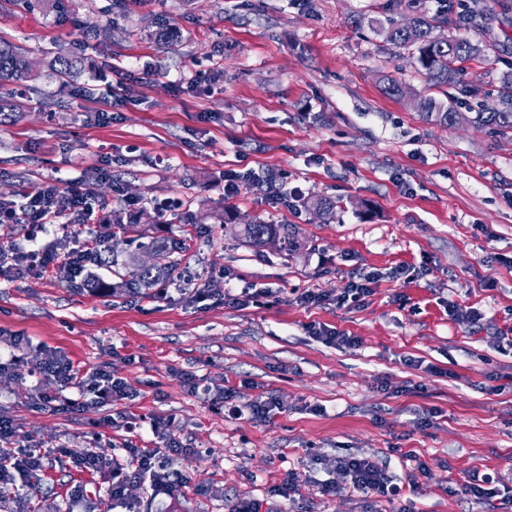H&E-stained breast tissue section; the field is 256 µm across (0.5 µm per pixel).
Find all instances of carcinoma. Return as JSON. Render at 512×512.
Wrapping results in <instances>:
<instances>
[{"instance_id":"carcinoma-1","label":"carcinoma","mask_w":512,"mask_h":512,"mask_svg":"<svg viewBox=\"0 0 512 512\" xmlns=\"http://www.w3.org/2000/svg\"><path fill=\"white\" fill-rule=\"evenodd\" d=\"M398 6L405 12L403 21L392 18L386 21H368L369 28L376 34L399 48L410 52L424 72L427 83L437 89L455 86L460 82L463 64L481 56L485 48L468 38L450 35L446 38L435 36V31L448 24V12L451 0H397ZM78 65V60L65 54H59L49 62V68L58 77L69 75ZM30 60L26 50L18 45L0 39V125L13 122L17 118L18 104L16 92H3L1 87L8 82L30 77ZM423 118L443 126L453 125L459 119L454 107V99L440 101L434 97H424L419 101ZM472 122L492 129L501 134L512 132V77L503 80L499 103L483 109L472 118ZM129 233L128 245L133 251L124 262L117 255L106 257L110 253L108 239L100 245L99 265L108 268L127 269L126 277L120 284V290L139 293L156 284L181 278L185 271L179 269L170 257L175 252L187 250L184 239L143 241L138 231L125 225ZM244 234L256 247L268 240L281 238L283 249H288L289 235H280L273 224L251 221L244 224Z\"/></svg>"}]
</instances>
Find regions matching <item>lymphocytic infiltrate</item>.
Returning a JSON list of instances; mask_svg holds the SVG:
<instances>
[{"label": "lymphocytic infiltrate", "instance_id": "f902f5d3", "mask_svg": "<svg viewBox=\"0 0 512 512\" xmlns=\"http://www.w3.org/2000/svg\"><path fill=\"white\" fill-rule=\"evenodd\" d=\"M24 198L25 204L20 208L0 200V224H14L22 230L18 241L0 249V278L8 281L17 277L41 278L62 263L80 288L100 287L101 282L93 272L98 263L99 237L84 230L85 225L99 221L88 193L76 186L61 188L55 178L47 177L28 187ZM53 226L59 227L63 236L76 239V247L62 254L44 245L43 237ZM377 278L374 271L359 273L338 296L309 289L301 293L299 301L308 306H319L331 300L340 306L349 302L359 303L369 296ZM20 344L19 337H0V345L7 349L5 360L0 361V375L27 369L29 376L39 380L35 395L39 404L65 412L79 408V401L66 395L70 388L80 392L93 391L104 403L125 399L124 383L106 370L82 371L55 353L47 354L37 367L26 368L23 357L18 353ZM175 429L174 422H167L161 435V447L139 448L129 444L125 446L122 458L112 460L87 451L73 456L72 464L79 469L108 475L109 497L114 501L125 498L127 484L132 479L149 483L154 494H172L176 485L171 464L174 457L183 451L174 434ZM17 433L12 420L0 417L1 484L9 482L12 472L40 469L47 455L41 448L23 452L16 450ZM336 473L337 480L322 483V493L346 489L364 496L378 494L394 500L402 491L396 476L388 474L385 468L367 456L337 458Z\"/></svg>", "mask_w": 512, "mask_h": 512}]
</instances>
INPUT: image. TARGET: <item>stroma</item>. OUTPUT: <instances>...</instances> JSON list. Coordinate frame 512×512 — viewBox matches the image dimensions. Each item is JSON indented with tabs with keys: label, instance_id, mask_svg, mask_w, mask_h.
<instances>
[{
	"label": "stroma",
	"instance_id": "35a3bbf8",
	"mask_svg": "<svg viewBox=\"0 0 512 512\" xmlns=\"http://www.w3.org/2000/svg\"><path fill=\"white\" fill-rule=\"evenodd\" d=\"M461 3L474 21H450L448 34L489 48L445 93L406 50L351 25L400 18L396 0H0V37L26 47L37 71L22 85L31 110L0 126V200L23 205L49 175L82 183L101 221L128 213L146 237L192 238L173 256L191 280L166 283L152 303L55 272L0 280V333L23 337L28 365L52 350L110 371L128 394L102 404L88 391L70 413L36 405L27 374L0 379V417L21 448L51 451L42 471L11 476L24 512H230L244 497L287 512L278 490L292 472L301 512H392L383 497L319 492L347 454L397 476L425 462L418 490L404 492L418 512H512V353L493 342L512 338V133L468 119L512 73V0ZM59 52L80 59L64 82L47 66ZM216 68L223 80L203 81ZM391 77L406 97L385 93ZM447 95L462 115L454 125L414 106ZM100 153L105 176L92 169ZM229 170L278 176L282 199L248 183L225 199ZM319 198L335 203L333 219L314 210ZM166 199L179 206L163 214ZM211 211L223 223H194ZM255 219L288 225L292 248L253 246L241 229ZM355 270L380 275L360 305L298 302L307 288L339 294ZM205 286L214 296L196 300ZM228 287L261 295L228 305ZM452 303L479 321L459 324ZM310 323L361 344H324ZM385 378L395 392L381 390ZM216 384L277 408L267 422L226 418L204 393ZM170 419L183 446L173 495L133 482L115 503L104 476L71 463L89 449L122 455L128 439L158 447L151 426ZM484 474L493 495L472 503L462 487Z\"/></svg>",
	"mask_w": 512,
	"mask_h": 512
}]
</instances>
